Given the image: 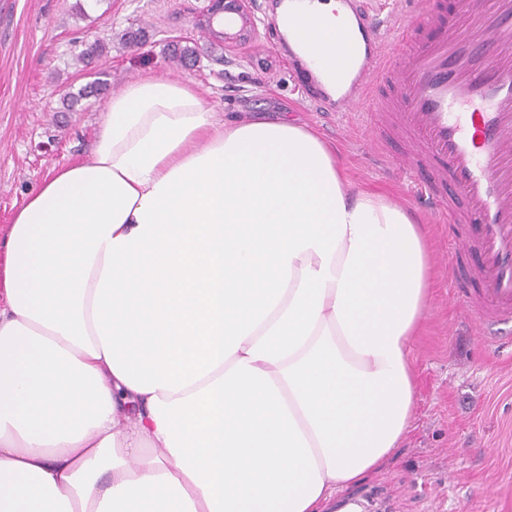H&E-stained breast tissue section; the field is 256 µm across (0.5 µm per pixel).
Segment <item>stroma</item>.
Returning <instances> with one entry per match:
<instances>
[{
	"mask_svg": "<svg viewBox=\"0 0 512 512\" xmlns=\"http://www.w3.org/2000/svg\"><path fill=\"white\" fill-rule=\"evenodd\" d=\"M207 0H0V240L15 212L52 166L82 159L93 147L105 98L73 109L64 95L102 76L108 91L147 74L192 81L217 118L269 119L288 112L336 149L347 187L380 194L428 228L436 269L431 301L412 350L416 404L411 425L380 470L344 493L358 512H512V335L487 345L448 288L451 248L473 224L434 219L415 191L417 171L396 159L406 145L394 135L367 143L360 118L313 111L289 57L271 27L275 0H254L260 49L224 62L202 31ZM145 39L126 45L123 35ZM105 53L88 67L75 57L86 36ZM197 44V65L168 61L173 43Z\"/></svg>",
	"mask_w": 512,
	"mask_h": 512,
	"instance_id": "obj_1",
	"label": "stroma"
}]
</instances>
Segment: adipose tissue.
I'll use <instances>...</instances> for the list:
<instances>
[{
	"instance_id": "adipose-tissue-1",
	"label": "adipose tissue",
	"mask_w": 512,
	"mask_h": 512,
	"mask_svg": "<svg viewBox=\"0 0 512 512\" xmlns=\"http://www.w3.org/2000/svg\"><path fill=\"white\" fill-rule=\"evenodd\" d=\"M433 277L311 128L126 84L0 249V512H320L411 424Z\"/></svg>"
}]
</instances>
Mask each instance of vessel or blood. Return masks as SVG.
I'll use <instances>...</instances> for the list:
<instances>
[{"instance_id": "obj_1", "label": "vessel or blood", "mask_w": 512, "mask_h": 512, "mask_svg": "<svg viewBox=\"0 0 512 512\" xmlns=\"http://www.w3.org/2000/svg\"><path fill=\"white\" fill-rule=\"evenodd\" d=\"M374 2L349 0L355 28L328 31L310 0H288V35L301 47L295 62L317 89L312 104L364 117L371 132L384 118L386 87L399 86L396 119L412 147L400 167L419 157L435 162V180L418 184L421 196L453 223L479 226L454 249L484 256L470 272L484 287L463 304L479 325L512 324V0H455L447 11L440 0H395L384 18ZM424 26L446 28L447 39L403 55ZM484 36L496 44L489 58L479 52ZM327 81L334 92L323 91Z\"/></svg>"}]
</instances>
